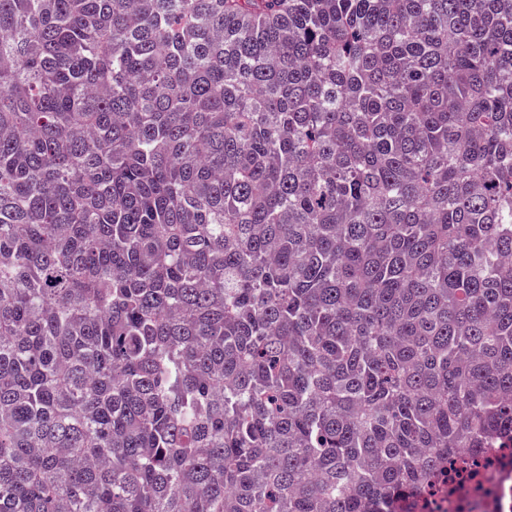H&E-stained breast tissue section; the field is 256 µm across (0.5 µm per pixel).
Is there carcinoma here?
<instances>
[{
    "label": "carcinoma",
    "mask_w": 512,
    "mask_h": 512,
    "mask_svg": "<svg viewBox=\"0 0 512 512\" xmlns=\"http://www.w3.org/2000/svg\"><path fill=\"white\" fill-rule=\"evenodd\" d=\"M512 430V0H0V512H380Z\"/></svg>",
    "instance_id": "1"
}]
</instances>
